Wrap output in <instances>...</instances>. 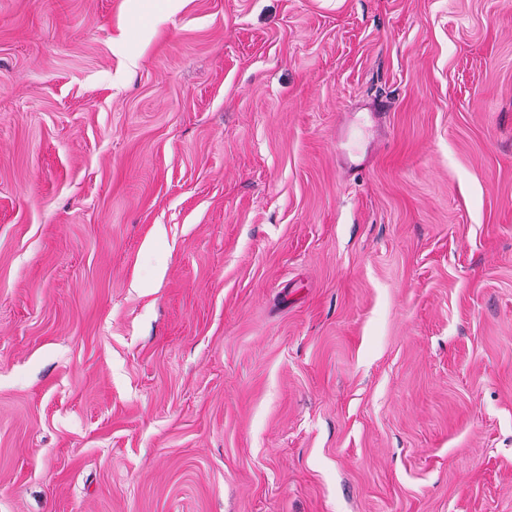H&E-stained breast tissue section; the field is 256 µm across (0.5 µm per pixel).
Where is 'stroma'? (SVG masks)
Returning <instances> with one entry per match:
<instances>
[{"mask_svg": "<svg viewBox=\"0 0 512 512\" xmlns=\"http://www.w3.org/2000/svg\"><path fill=\"white\" fill-rule=\"evenodd\" d=\"M0 512H512V0H0Z\"/></svg>", "mask_w": 512, "mask_h": 512, "instance_id": "1", "label": "stroma"}]
</instances>
